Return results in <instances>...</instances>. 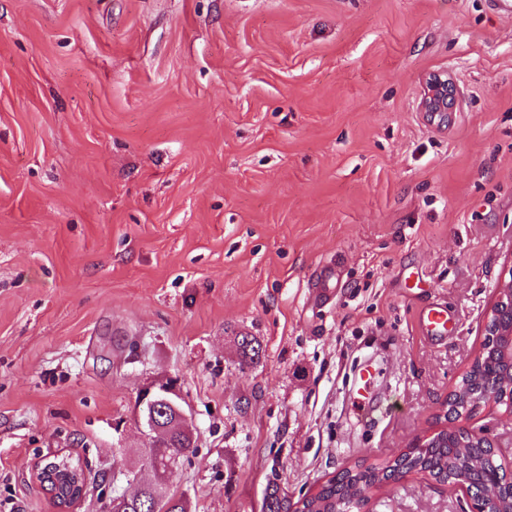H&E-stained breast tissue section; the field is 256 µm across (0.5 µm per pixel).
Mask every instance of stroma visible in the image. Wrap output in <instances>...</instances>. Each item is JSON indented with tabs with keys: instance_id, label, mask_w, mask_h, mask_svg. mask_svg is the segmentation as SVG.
<instances>
[{
	"instance_id": "1",
	"label": "stroma",
	"mask_w": 512,
	"mask_h": 512,
	"mask_svg": "<svg viewBox=\"0 0 512 512\" xmlns=\"http://www.w3.org/2000/svg\"><path fill=\"white\" fill-rule=\"evenodd\" d=\"M443 70L437 128L418 103ZM511 266L512 16L488 0H0V512H54L30 465L59 450L89 474L76 512H104L156 379L191 409L169 477L191 512L391 459ZM469 426L512 462L503 408ZM369 508L468 510L425 473ZM455 83L448 73H435L425 82L420 100V112L427 120H435L437 116L454 112ZM420 320L429 336H438L448 332V325L452 322L448 309L439 305H433L423 311Z\"/></svg>"
}]
</instances>
